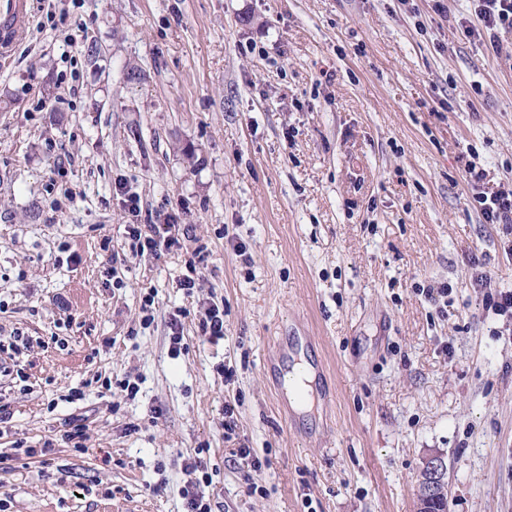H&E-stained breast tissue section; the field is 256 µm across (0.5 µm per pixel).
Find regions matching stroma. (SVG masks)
I'll return each instance as SVG.
<instances>
[{
  "label": "stroma",
  "mask_w": 512,
  "mask_h": 512,
  "mask_svg": "<svg viewBox=\"0 0 512 512\" xmlns=\"http://www.w3.org/2000/svg\"><path fill=\"white\" fill-rule=\"evenodd\" d=\"M33 3L0 68V338L39 343L0 375V452L54 446L0 464V512H184L198 448L212 512H417L431 454L449 512H512V224L466 182L512 184V32L466 39V0ZM131 195L180 248L136 250ZM295 336L327 376L306 413L265 370ZM471 198L485 224H512V188H502L493 192L484 189L485 174L470 166L467 170ZM201 337L208 341H219L224 338V307L210 304L201 313ZM445 461L441 455L433 454L424 459L416 486L418 511L422 509V500L438 495L442 486V475L445 471ZM419 499V500H418Z\"/></svg>",
  "instance_id": "stroma-1"
}]
</instances>
